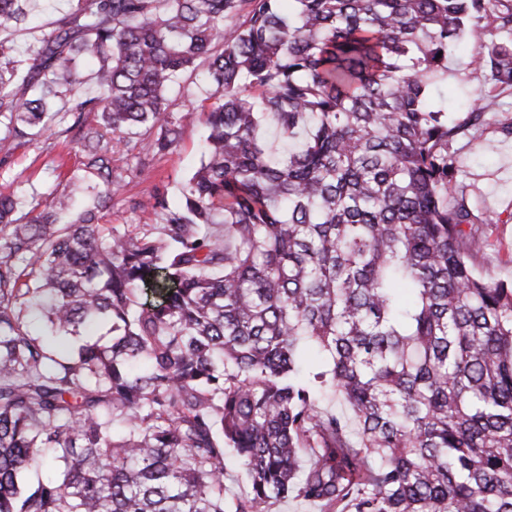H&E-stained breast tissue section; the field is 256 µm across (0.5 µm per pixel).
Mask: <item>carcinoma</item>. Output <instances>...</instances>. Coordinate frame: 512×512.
<instances>
[{
    "instance_id": "obj_1",
    "label": "carcinoma",
    "mask_w": 512,
    "mask_h": 512,
    "mask_svg": "<svg viewBox=\"0 0 512 512\" xmlns=\"http://www.w3.org/2000/svg\"><path fill=\"white\" fill-rule=\"evenodd\" d=\"M470 45L459 118L432 89ZM199 69L214 102L174 115ZM505 90L512 0H72L27 56L0 38V143L69 112L86 172L76 212L0 192V512H512V283L476 268L450 152ZM199 116L161 223L103 224L118 145L173 152ZM224 485L228 495L236 494L246 488L247 479L241 463L232 455L225 458ZM265 512H319V509L290 495L288 498L271 500L266 505Z\"/></svg>"
}]
</instances>
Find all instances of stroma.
Wrapping results in <instances>:
<instances>
[{
	"mask_svg": "<svg viewBox=\"0 0 512 512\" xmlns=\"http://www.w3.org/2000/svg\"><path fill=\"white\" fill-rule=\"evenodd\" d=\"M484 82L468 57L448 64V109L463 113L474 106V94ZM512 122V90L499 96L496 112L473 135L451 146L458 166V187L463 190L486 223L491 246L479 259V270L494 281H512V136L500 128ZM72 117L56 122L51 131L34 140L14 142L11 151L0 150V190L20 195L26 203L43 200L63 190L71 177L82 176V157L71 148L75 136ZM206 135L203 121L184 125L178 148L166 155H150L146 169H139L130 155L118 162L124 188L107 213L116 228L152 224L156 217L147 203L155 191L169 197L180 194L187 175L199 165Z\"/></svg>",
	"mask_w": 512,
	"mask_h": 512,
	"instance_id": "35a3bbf8",
	"label": "stroma"
}]
</instances>
